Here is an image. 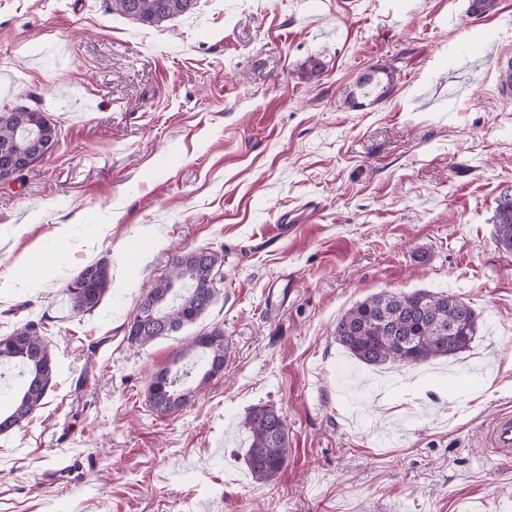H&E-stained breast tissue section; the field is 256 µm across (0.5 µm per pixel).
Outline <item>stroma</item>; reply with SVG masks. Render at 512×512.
Wrapping results in <instances>:
<instances>
[{"mask_svg":"<svg viewBox=\"0 0 512 512\" xmlns=\"http://www.w3.org/2000/svg\"><path fill=\"white\" fill-rule=\"evenodd\" d=\"M198 0L158 26L112 0H0V113L44 112L50 153L0 182V335L34 322L57 354L47 402L0 435V512H512V462L485 446L512 412V251L494 238L512 187V0ZM322 60L314 80L307 57ZM391 87L357 89L373 65ZM316 220L280 237V213ZM60 251L46 276L17 269ZM226 251L194 324L144 346L128 324L176 254ZM107 261L92 312L64 290ZM289 274L279 318L269 288ZM469 303V349L371 367L336 320L382 292ZM224 330L222 374L176 413L146 400L187 337ZM288 424L269 482L243 420Z\"/></svg>","mask_w":512,"mask_h":512,"instance_id":"obj_1","label":"stroma"}]
</instances>
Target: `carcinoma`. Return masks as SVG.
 <instances>
[{
    "label": "carcinoma",
    "instance_id": "cac0c4a2",
    "mask_svg": "<svg viewBox=\"0 0 512 512\" xmlns=\"http://www.w3.org/2000/svg\"><path fill=\"white\" fill-rule=\"evenodd\" d=\"M497 0H468V12L480 17L496 10ZM112 10L143 25L157 26L194 7L188 0H112ZM58 130L44 113L34 109H15L0 115V150L25 153L32 138L55 143ZM495 240L503 249L512 250V188L500 193L493 216ZM224 266V254L196 250L177 255L168 274L154 283L139 309L155 321L169 324L177 332L195 323L206 311L200 302L204 278L197 269ZM108 266L104 262L84 266L67 284L65 292L70 308L83 313L96 308L109 291ZM477 314L465 301L425 290L411 293L380 292L347 310L336 321V342L350 355L368 366L387 363L415 366L432 359L448 357L468 349L477 331ZM454 332H448V327ZM161 336L148 327L129 326L128 339L146 345ZM194 352L204 355L205 367L198 374V384L213 378L211 365L224 363L227 347L224 330L215 326L187 340L172 363ZM22 368L25 384L10 411L0 413V434L21 427L46 404L56 371V357L32 323L0 336V365ZM189 372L164 368L155 373L147 388V401L159 415H168L184 407L196 392L187 382ZM251 433L246 457L252 476L270 481L288 460V426L279 412L267 405L253 407L244 418Z\"/></svg>",
    "mask_w": 512,
    "mask_h": 512
}]
</instances>
